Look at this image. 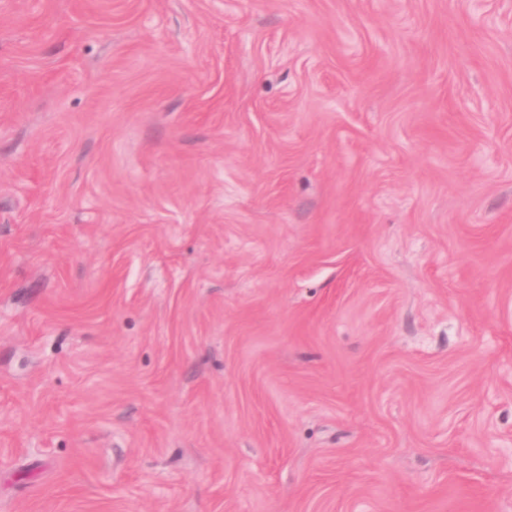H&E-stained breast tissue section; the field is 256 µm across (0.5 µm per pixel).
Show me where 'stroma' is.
<instances>
[{"label": "stroma", "instance_id": "35a3bbf8", "mask_svg": "<svg viewBox=\"0 0 512 512\" xmlns=\"http://www.w3.org/2000/svg\"><path fill=\"white\" fill-rule=\"evenodd\" d=\"M0 512H512V0H0Z\"/></svg>", "mask_w": 512, "mask_h": 512}]
</instances>
